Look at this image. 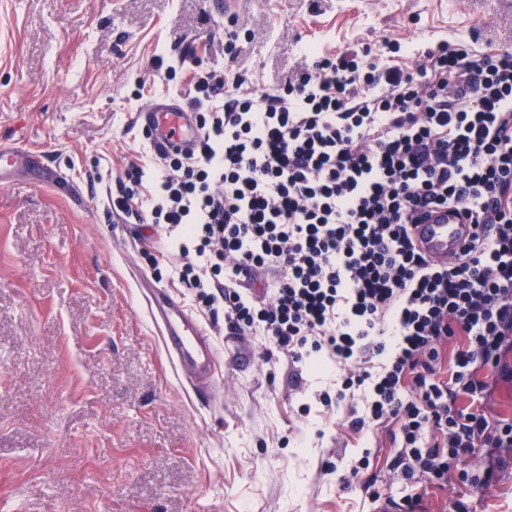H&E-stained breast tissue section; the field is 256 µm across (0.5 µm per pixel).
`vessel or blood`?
Returning <instances> with one entry per match:
<instances>
[{"mask_svg": "<svg viewBox=\"0 0 512 512\" xmlns=\"http://www.w3.org/2000/svg\"><path fill=\"white\" fill-rule=\"evenodd\" d=\"M138 121L150 127L155 140L164 146L186 147L197 140L199 128L193 112L175 102L143 109ZM26 169L42 180L54 179V172L43 164L41 154L22 147H0V182L16 170ZM474 225L464 223L454 212L433 209L425 223L414 225L413 233L430 262L445 264L454 259L471 239ZM148 307L161 344L175 369L193 391L213 383L223 358L241 354L237 337H225L216 345L212 337L191 316L181 298L164 288L151 289Z\"/></svg>", "mask_w": 512, "mask_h": 512, "instance_id": "1", "label": "vessel or blood"}]
</instances>
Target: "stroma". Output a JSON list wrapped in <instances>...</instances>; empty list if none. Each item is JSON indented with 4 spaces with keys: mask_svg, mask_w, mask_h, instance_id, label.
Instances as JSON below:
<instances>
[{
    "mask_svg": "<svg viewBox=\"0 0 512 512\" xmlns=\"http://www.w3.org/2000/svg\"><path fill=\"white\" fill-rule=\"evenodd\" d=\"M400 41L512 44V0H0V144L42 152L69 185L26 173L0 185V512H369L349 467L386 479L384 430L353 436L323 405L334 374L290 367L260 338L197 401L171 369L138 294L156 274L108 191L138 161L152 100L188 104L187 72L223 70L264 92L307 48ZM177 66L162 81L158 65ZM141 98H134V91ZM478 481L420 485L424 512H512V448L467 459Z\"/></svg>",
    "mask_w": 512,
    "mask_h": 512,
    "instance_id": "35a3bbf8",
    "label": "stroma"
}]
</instances>
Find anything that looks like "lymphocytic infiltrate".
Masks as SVG:
<instances>
[{
  "mask_svg": "<svg viewBox=\"0 0 512 512\" xmlns=\"http://www.w3.org/2000/svg\"><path fill=\"white\" fill-rule=\"evenodd\" d=\"M200 140L124 172L111 213L150 233L237 336L295 364H344L324 405L348 428L387 430L400 512L419 484L467 483L465 460L512 447L488 417L489 372L512 380V47L440 42L409 66L401 46L314 54L272 93L196 73ZM463 210L479 234L429 262L412 224Z\"/></svg>",
  "mask_w": 512,
  "mask_h": 512,
  "instance_id": "lymphocytic-infiltrate-1",
  "label": "lymphocytic infiltrate"
}]
</instances>
